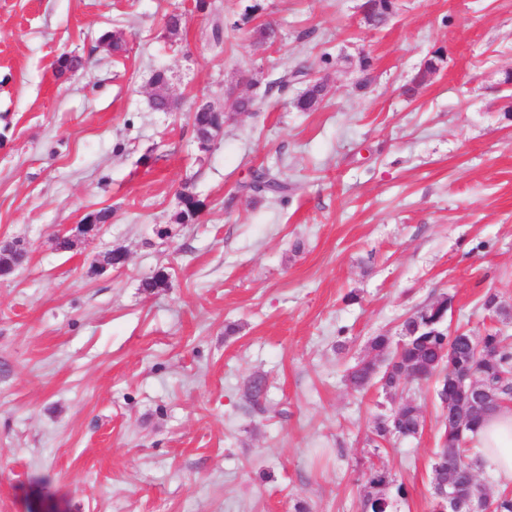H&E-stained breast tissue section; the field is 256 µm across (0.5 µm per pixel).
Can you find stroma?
Masks as SVG:
<instances>
[{"label": "stroma", "instance_id": "35a3bbf8", "mask_svg": "<svg viewBox=\"0 0 512 512\" xmlns=\"http://www.w3.org/2000/svg\"><path fill=\"white\" fill-rule=\"evenodd\" d=\"M362 2L0 0V238L26 248L0 277V512H358L372 463L406 486L398 512H431L430 387L388 400L346 374L443 295L449 330L512 336V0H394L380 27ZM116 28L121 55L100 42ZM64 54L83 69L58 76ZM304 61L312 112L299 86L262 90ZM158 71L177 111L150 106ZM201 103L225 115L204 156ZM259 168L287 191H248ZM186 185L205 207L180 226ZM102 208L100 235L56 249ZM113 249L124 267L92 274ZM408 398L420 436L373 449Z\"/></svg>", "mask_w": 512, "mask_h": 512}]
</instances>
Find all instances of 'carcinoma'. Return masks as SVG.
<instances>
[{"mask_svg":"<svg viewBox=\"0 0 512 512\" xmlns=\"http://www.w3.org/2000/svg\"><path fill=\"white\" fill-rule=\"evenodd\" d=\"M374 23H383L393 10V0H369ZM442 60L439 54L424 61L413 82L419 84L437 70ZM313 68L299 66L286 71L269 84L268 89L285 91L294 82L312 78ZM198 132L224 122V113L217 109L197 112L191 117ZM248 188L257 193L278 194L288 190V183L267 169L253 174ZM180 211L178 224H193L204 208V202L185 188L178 194ZM451 300L444 296L408 317L402 333L395 339L379 334L370 339L374 357L361 358L346 374L348 384L356 391L379 387L388 397L404 386L408 377L415 380H435V395L446 422L433 453L432 512H438L440 502L436 495L447 484L452 485L464 499L483 502L489 512H512V491L503 490L496 496L488 495L477 479L482 468V456L471 452L467 444L475 440L483 422L505 403L512 402V345L507 337L494 329L482 336L467 331L453 333L445 326ZM474 370L480 375L479 389L470 383L456 387L454 377ZM423 428L420 406L413 399L405 400L391 409L390 415L377 422L370 443L380 449V442L390 439L415 438ZM365 494L360 512H394L395 502L407 496L404 484L393 478L383 466L370 465L363 471Z\"/></svg>","mask_w":512,"mask_h":512,"instance_id":"carcinoma-1","label":"carcinoma"}]
</instances>
